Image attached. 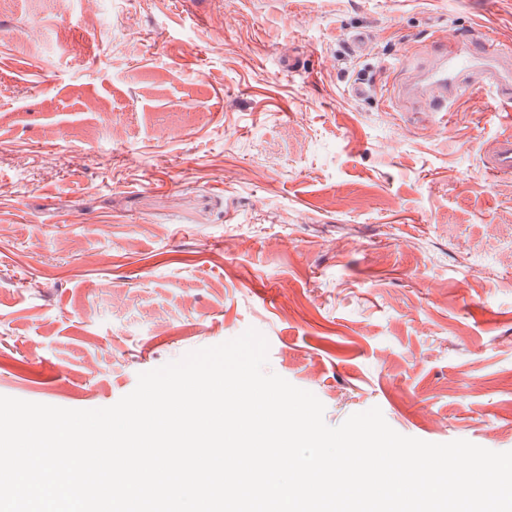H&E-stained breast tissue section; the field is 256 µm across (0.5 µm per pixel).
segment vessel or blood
Returning <instances> with one entry per match:
<instances>
[{
    "label": "vessel or blood",
    "instance_id": "vessel-or-blood-1",
    "mask_svg": "<svg viewBox=\"0 0 512 512\" xmlns=\"http://www.w3.org/2000/svg\"><path fill=\"white\" fill-rule=\"evenodd\" d=\"M400 72L399 99L430 112L449 111L476 86L490 90L499 105H512V48L488 36L476 44L452 29L440 46L428 41L407 42ZM485 167L492 175L512 176V133L495 140Z\"/></svg>",
    "mask_w": 512,
    "mask_h": 512
}]
</instances>
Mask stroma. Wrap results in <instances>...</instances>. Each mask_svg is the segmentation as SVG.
I'll return each mask as SVG.
<instances>
[{
  "instance_id": "obj_1",
  "label": "stroma",
  "mask_w": 512,
  "mask_h": 512,
  "mask_svg": "<svg viewBox=\"0 0 512 512\" xmlns=\"http://www.w3.org/2000/svg\"><path fill=\"white\" fill-rule=\"evenodd\" d=\"M452 28L512 44V0H0V395L109 407L253 328L329 426L512 451V114L394 96ZM485 167L495 176H512V133L497 138L486 157Z\"/></svg>"
}]
</instances>
